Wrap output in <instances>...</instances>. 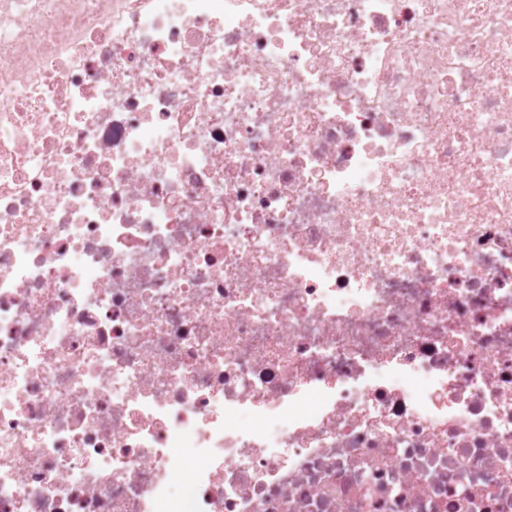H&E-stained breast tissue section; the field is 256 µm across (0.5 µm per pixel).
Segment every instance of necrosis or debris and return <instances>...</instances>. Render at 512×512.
<instances>
[{
  "label": "necrosis or debris",
  "instance_id": "4bbe7bcc",
  "mask_svg": "<svg viewBox=\"0 0 512 512\" xmlns=\"http://www.w3.org/2000/svg\"><path fill=\"white\" fill-rule=\"evenodd\" d=\"M0 512H512V0H0Z\"/></svg>",
  "mask_w": 512,
  "mask_h": 512
}]
</instances>
